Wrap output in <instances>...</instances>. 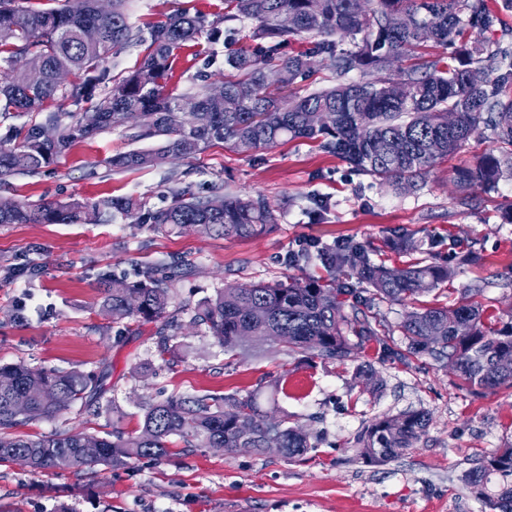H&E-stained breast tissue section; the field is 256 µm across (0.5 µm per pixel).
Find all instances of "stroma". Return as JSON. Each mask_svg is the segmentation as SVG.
I'll return each instance as SVG.
<instances>
[{
  "label": "stroma",
  "mask_w": 512,
  "mask_h": 512,
  "mask_svg": "<svg viewBox=\"0 0 512 512\" xmlns=\"http://www.w3.org/2000/svg\"><path fill=\"white\" fill-rule=\"evenodd\" d=\"M186 9L216 20L223 0H133L137 26ZM223 43L189 42L173 62L168 85L176 95L203 91L224 73ZM125 128L102 132L29 176L10 177L0 198L21 203L98 200L134 195L149 207L173 201L171 188L264 195L277 221L249 239L156 232L116 218L109 224H0V364L73 370L102 376L95 413L72 405L53 419H34L30 435L56 431L98 436L139 431L146 402L173 394L256 393L264 410L317 437L318 446L288 460L274 452L186 448L174 442L162 459L131 460L123 468L38 473L0 462V512H491L470 493L463 474L482 457L512 445V388L477 391L460 386L447 360L428 355L403 362L366 344L355 359L324 363L288 352L280 342L242 343L227 354L208 328L192 323L194 307L216 290L303 277L288 257L311 239L369 244L374 262L404 266L410 254L388 246L392 235L421 242L424 259L472 251L428 301L450 304L462 288H482L480 302L501 320L512 318V180L476 190L460 205L454 171L495 150L490 134L472 138L438 162L420 186L397 193L351 173L336 156L295 140L240 154L211 146L195 158L153 169L117 170L116 154L153 149ZM180 272L169 315L158 322L112 323L99 311L102 274L131 280L161 264ZM167 351H160V342ZM371 362L383 381L374 394L354 379ZM285 375L286 390L271 395L268 377ZM423 410L430 425L419 447L385 465L363 463L356 438L374 418Z\"/></svg>",
  "instance_id": "stroma-1"
}]
</instances>
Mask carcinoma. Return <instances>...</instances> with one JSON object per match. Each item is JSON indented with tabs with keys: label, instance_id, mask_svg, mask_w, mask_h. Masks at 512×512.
<instances>
[{
	"label": "carcinoma",
	"instance_id": "cac0c4a2",
	"mask_svg": "<svg viewBox=\"0 0 512 512\" xmlns=\"http://www.w3.org/2000/svg\"><path fill=\"white\" fill-rule=\"evenodd\" d=\"M467 17H460L458 2ZM15 0H0V115L40 112L56 99L68 100L74 112H48L38 123L10 126L0 138V183L19 174H36L55 163L76 144L105 130L123 126L134 141L159 138L156 149L132 150L110 160L114 169H146L173 160L194 158L215 142L237 152L270 149L304 139L319 143L350 167L394 191L412 189L431 168L454 154L481 130L491 131L498 153L489 152L473 167L455 172L459 204L466 205L476 189L490 190L512 179V51L497 42L464 43L452 57L425 60L376 82L342 78L367 69L387 71L433 43L448 46L462 26L478 35L501 24L487 0H224V21L255 22L254 52L235 49L224 58L229 75L217 83L224 95L210 89L192 97L194 110L185 112V96L165 92L173 78L172 61L200 34L217 43H232L235 30L220 21L180 11L147 24L129 20V0H111V11L99 13L97 0H67L61 8L20 10ZM288 13L293 26L278 17ZM360 37L354 48L339 47L337 35ZM310 41L279 64L280 82L292 86L311 75L310 61L340 81L304 95L276 96L269 91L267 72L281 47ZM140 46L135 67L107 85L103 64L112 55ZM23 56L39 59L37 68H19ZM74 77L57 82L58 72ZM311 112L322 123L308 121ZM173 203L150 208L135 197L65 203H11L0 209V224H82L85 212L97 211L108 223L121 215L148 224L155 231L207 233L245 239L275 223L261 195L200 198L190 187L173 189ZM317 261L324 276L288 277L245 288H224L201 301L191 321L209 328L227 352L245 339L277 340L324 362L356 358L374 341L385 356L407 362L427 353L448 359L462 384L484 391L512 387V320L491 322L475 301L477 287L464 288L451 305L424 304L419 297L452 275L450 264L418 260L405 268L373 263L368 247L353 240L324 245L311 240L294 254L295 266ZM356 276L362 288L338 280ZM174 278L149 270L136 281L100 278L103 315L114 323L164 320L173 296ZM380 302L411 303L400 329V349L383 338L385 329L374 312ZM355 336L357 341L350 340ZM15 386L0 390V462L24 454L35 471H82L98 464L121 467L140 457L161 459L169 439L177 436L187 448H222L227 452H262L267 437L281 441L290 460L316 447L310 434L288 425V417L261 415L257 397L249 393L195 396L171 395L143 408L139 433L100 437L81 432H55L30 438L15 429L35 419H52L79 402H98L100 384L79 370L33 369L25 364L0 367ZM355 379L363 392L381 388L382 380L369 363L357 366ZM430 423L427 412L382 415L357 437V453L369 464H385L417 447ZM512 446L502 448L467 471L463 480L472 493L498 512H512Z\"/></svg>",
	"mask_w": 512,
	"mask_h": 512
}]
</instances>
